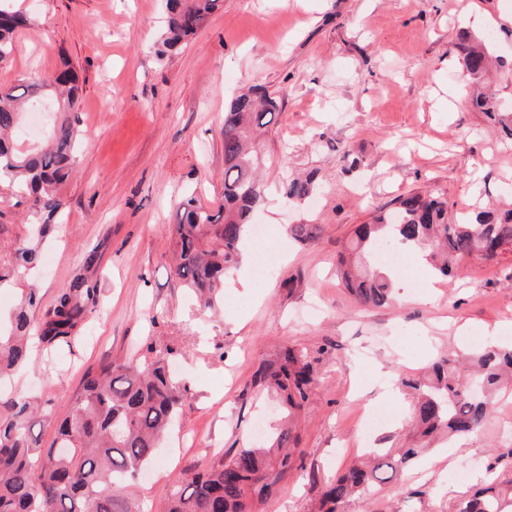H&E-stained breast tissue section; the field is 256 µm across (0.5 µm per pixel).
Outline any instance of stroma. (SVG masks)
I'll return each instance as SVG.
<instances>
[{"label": "stroma", "mask_w": 512, "mask_h": 512, "mask_svg": "<svg viewBox=\"0 0 512 512\" xmlns=\"http://www.w3.org/2000/svg\"><path fill=\"white\" fill-rule=\"evenodd\" d=\"M19 2L34 23L15 32L0 85L34 73L47 82L74 68L83 85L81 145L42 262L0 291V311L34 287L41 302L33 315L42 319L85 253L100 255L101 292L78 339L35 354L6 386L16 398L41 394L42 446L55 439L86 371L168 349L187 392L177 427L133 491L144 510L183 470L271 444L286 413L254 388V373L285 349L317 350L315 393L296 422L302 466L256 507L310 512L324 484L362 454V416L386 415L375 440L401 435L398 407L377 399L386 377L472 336H512V252L493 263L467 257L459 276L437 278L431 289L426 272L411 267L382 308L362 307L336 276L354 228L396 198L442 190L452 223L485 206L512 207V147L472 108L478 86L458 50L468 35L501 60L487 82L512 112V0H224L195 39L164 57L163 0ZM252 87L285 94L262 141L264 197L251 216L266 236H248L240 267L206 310L173 275L169 227L187 193L211 209L222 203L224 111ZM306 173L315 176L313 194L286 204L285 179ZM28 206L0 183V244L21 235ZM293 224L313 225L312 241H294ZM261 256L273 275L260 276ZM293 279L300 287L289 288ZM495 419L455 452L436 449L372 502L350 501L342 512H448L468 490L449 482L453 466H468L475 479L492 464L512 479V436L501 431L512 422V394Z\"/></svg>", "instance_id": "1"}]
</instances>
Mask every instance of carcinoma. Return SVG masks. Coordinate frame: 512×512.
Masks as SVG:
<instances>
[{
    "instance_id": "1",
    "label": "carcinoma",
    "mask_w": 512,
    "mask_h": 512,
    "mask_svg": "<svg viewBox=\"0 0 512 512\" xmlns=\"http://www.w3.org/2000/svg\"><path fill=\"white\" fill-rule=\"evenodd\" d=\"M13 2L0 0V60L11 55L15 31L33 24ZM223 9L224 0H166L159 55L195 36L211 14ZM460 49L470 77L481 80L490 65L485 50L475 43H463ZM56 83L63 86L58 118L51 136L32 152L19 149L14 134L41 84L33 80L0 87V182L27 193L31 216L22 241L0 248V288L40 263L41 238L63 207L59 190L77 162L75 112L82 88L70 68L61 71ZM283 97L278 91H249L231 101L222 131L224 204L215 212L189 195L176 208V223L171 225L174 274L206 307L215 304L224 276L241 260L250 216L263 200L260 137ZM474 107L512 141V116L499 111L493 96L476 95ZM313 190V180L296 178L286 183L284 196L297 203ZM384 242L406 251L423 250L438 275L454 277L458 260L465 256L496 261L512 251V210L501 216L483 212L450 224L448 199L438 190L376 209L369 223L354 229L337 266L345 288L368 308L394 300V272L378 253ZM98 291L97 283L79 274L59 289L44 320L35 322L30 310L40 297L29 288L18 309L0 315V381L27 364L31 341L47 348L70 345ZM318 361L303 349H288L258 368L254 385L278 395L292 420L314 393ZM399 384L412 397L410 443L405 448L372 449L370 459L351 466L326 488L318 512H340L341 505L354 498L369 500L398 470L424 460L438 433L450 445L481 433L497 395L512 387V345L470 348L464 359L448 353L400 378ZM183 401L168 356L160 350L142 362L116 360L88 373L71 414L60 422L47 448L34 434L38 401L6 402L8 414L0 416V512H132L130 489L153 460L159 438L173 425ZM297 445L290 423L269 448L245 446L203 471L183 473L161 512H253L254 500L270 494L296 467ZM449 512H512V480L490 481L458 500Z\"/></svg>"
}]
</instances>
